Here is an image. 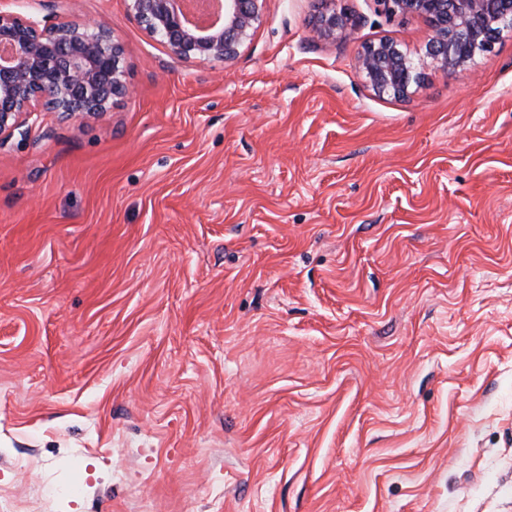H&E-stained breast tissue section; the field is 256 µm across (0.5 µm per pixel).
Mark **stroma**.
Instances as JSON below:
<instances>
[{
	"mask_svg": "<svg viewBox=\"0 0 512 512\" xmlns=\"http://www.w3.org/2000/svg\"><path fill=\"white\" fill-rule=\"evenodd\" d=\"M265 0L231 62L126 0L128 95L0 145V512H512V34L376 95L420 16ZM321 10L314 18L313 32L317 38L333 41L342 37L353 26L351 16L344 10L336 9V0H320Z\"/></svg>",
	"mask_w": 512,
	"mask_h": 512,
	"instance_id": "1",
	"label": "stroma"
}]
</instances>
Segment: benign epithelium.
<instances>
[{
    "label": "benign epithelium",
    "mask_w": 512,
    "mask_h": 512,
    "mask_svg": "<svg viewBox=\"0 0 512 512\" xmlns=\"http://www.w3.org/2000/svg\"><path fill=\"white\" fill-rule=\"evenodd\" d=\"M129 11L154 38L180 58L233 60L259 27L264 0H221L224 23H194L185 0H127ZM388 16L426 18L433 35L412 56L391 39L363 47L356 68L378 95L404 97L429 62L450 72L466 68L498 38L512 33V0H377ZM314 18L317 38L334 41L353 26L336 0H321ZM122 49L102 21L41 23L0 11V144L24 132L30 119L53 112L81 121L107 114L126 95Z\"/></svg>",
    "instance_id": "obj_1"
}]
</instances>
